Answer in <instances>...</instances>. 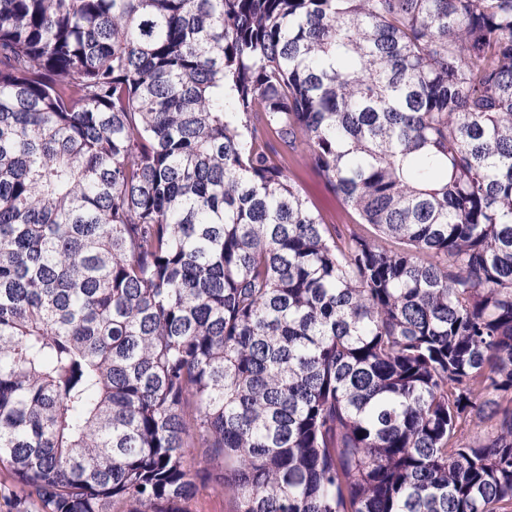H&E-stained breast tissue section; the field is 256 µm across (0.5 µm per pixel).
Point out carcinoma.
I'll return each instance as SVG.
<instances>
[{"instance_id":"cac0c4a2","label":"carcinoma","mask_w":512,"mask_h":512,"mask_svg":"<svg viewBox=\"0 0 512 512\" xmlns=\"http://www.w3.org/2000/svg\"><path fill=\"white\" fill-rule=\"evenodd\" d=\"M0 474L512 512V0H0ZM293 178L303 187L327 224H350L351 210L328 188L322 176L304 165L292 166Z\"/></svg>"}]
</instances>
